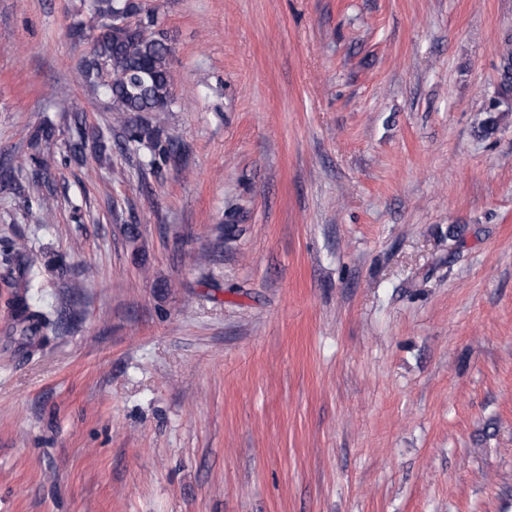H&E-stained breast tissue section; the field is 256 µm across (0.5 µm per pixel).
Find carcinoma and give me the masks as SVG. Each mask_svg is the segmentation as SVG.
<instances>
[{
	"mask_svg": "<svg viewBox=\"0 0 512 512\" xmlns=\"http://www.w3.org/2000/svg\"><path fill=\"white\" fill-rule=\"evenodd\" d=\"M141 12V7L128 0H91L88 22L74 27L73 34L82 36L86 31H98L93 36L89 56L79 71V83L92 88L107 99L108 109L120 115L149 114L146 120L128 119L124 123L125 139L144 150L142 166L153 174L179 160L180 145L173 139L161 141L154 136V123L164 119L174 104L173 78L169 58L172 52L164 32L149 30L137 22L119 25L114 17H128ZM73 127L66 141L64 163H79L87 148L88 134L81 109H72ZM60 130L46 118L38 126L34 138L49 142ZM36 176L28 186H15L18 193L39 192L56 167L54 155L34 158ZM28 244L20 241L11 246L0 262L8 271H18L24 281V292L16 295V331L28 343L48 339L47 331L57 325L52 314L31 301L29 288L36 278L35 264L27 259Z\"/></svg>",
	"mask_w": 512,
	"mask_h": 512,
	"instance_id": "carcinoma-1",
	"label": "carcinoma"
}]
</instances>
